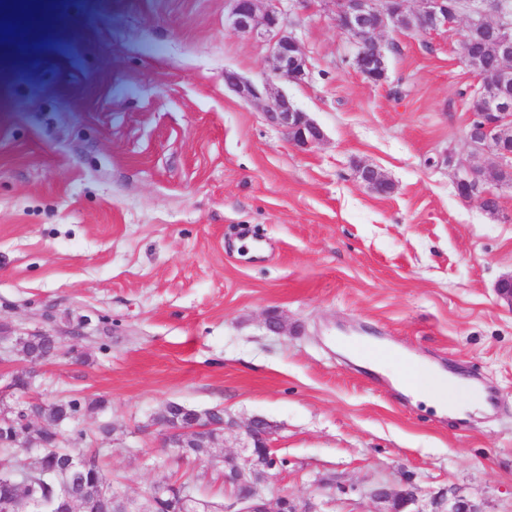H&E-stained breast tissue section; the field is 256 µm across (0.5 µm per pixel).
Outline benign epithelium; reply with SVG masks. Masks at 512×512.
Listing matches in <instances>:
<instances>
[{
    "instance_id": "7a95c632",
    "label": "benign epithelium",
    "mask_w": 512,
    "mask_h": 512,
    "mask_svg": "<svg viewBox=\"0 0 512 512\" xmlns=\"http://www.w3.org/2000/svg\"><path fill=\"white\" fill-rule=\"evenodd\" d=\"M335 2L334 21L353 48L354 68L374 84L386 78L385 51L379 35L389 26H399L411 19L416 24L415 31L427 34L455 25L465 7L469 15L466 31L474 34L488 29L492 32L485 50L493 59L495 69L487 73L484 84L474 90L473 101L478 103L479 111L474 113L466 133L470 154L459 160L450 153L448 165L455 167L454 186L459 196L476 199L483 213L499 217L500 195L492 189L479 195L475 191L488 180L500 184L501 173L512 172V83H508V76L512 75V15L500 7L496 19H487L489 0H419V9L410 13L405 8L407 0ZM258 3L259 0H233L231 19L237 32L270 39L272 76L266 78L264 86H269L274 76H285L293 82L304 81L308 65L294 34L285 30L281 13L276 8L270 7L260 13ZM224 82L244 99L261 97L255 85L242 81L235 72H226ZM265 115L271 124L286 133L289 143L300 150L312 148L325 139L322 127L281 93H267ZM358 174L375 194L387 196L392 193V182L377 169L362 165ZM496 293L500 301L512 308V274L497 282ZM172 408L173 421L160 428L161 447L183 448L199 433L224 434L227 422L221 409L201 412L180 404H174ZM34 421L36 418L31 415L18 424L8 423L11 436L24 442ZM274 459L266 420L252 418L244 428L239 458L225 461L224 487L232 491L231 508L225 512H313V507L300 509L286 497L278 499L277 508H270L257 473L268 478L274 469ZM173 494L180 500L178 512H200L202 502L195 492L172 484L154 486L146 503L127 512H150V505L155 500ZM374 497L382 504L377 512H406V507L414 501V492L406 488L393 494L380 487L375 490Z\"/></svg>"
}]
</instances>
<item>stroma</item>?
Listing matches in <instances>:
<instances>
[{"mask_svg":"<svg viewBox=\"0 0 512 512\" xmlns=\"http://www.w3.org/2000/svg\"><path fill=\"white\" fill-rule=\"evenodd\" d=\"M277 7L308 62L272 77L266 38L239 34L231 0H54L21 22L0 7V402L25 367L15 340L65 330L33 395L100 401L82 426L124 496L197 475L224 505V461L266 419L285 468L266 482L319 512H377L378 487H413L415 512L463 499L512 512V188L502 216L455 191L466 156L463 26L381 34L386 78L347 63L334 0ZM318 123L301 151L225 71ZM369 164L391 180L364 185ZM287 328L277 335L267 316ZM397 350L469 383L487 413L440 416L373 354ZM223 409L217 456L181 460L150 419L167 402ZM358 174L362 182L375 194L388 196L392 193V182L377 169L368 165H361L358 169Z\"/></svg>","mask_w":512,"mask_h":512,"instance_id":"obj_1","label":"stroma"}]
</instances>
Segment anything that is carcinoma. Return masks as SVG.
<instances>
[{"label":"carcinoma","mask_w":512,"mask_h":512,"mask_svg":"<svg viewBox=\"0 0 512 512\" xmlns=\"http://www.w3.org/2000/svg\"><path fill=\"white\" fill-rule=\"evenodd\" d=\"M21 353L29 362L40 363L63 353L62 340L38 331L21 344ZM36 373L25 369L12 376L7 387L28 390ZM94 408L79 398L57 400L45 404L29 399L12 406L16 412L26 411L39 416L36 443L29 448H18L8 439L0 437V455L9 460L0 463V500L9 498L17 502L16 512H24L29 501L38 503L30 512H49L61 484L68 485L77 494L79 512H113L112 498L98 500L94 493L103 483H111L99 464L97 452L89 446L90 434L78 426L84 412ZM85 460L80 469L68 467L72 457Z\"/></svg>","instance_id":"1"}]
</instances>
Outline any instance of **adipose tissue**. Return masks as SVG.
Segmentation results:
<instances>
[{"instance_id": "1", "label": "adipose tissue", "mask_w": 512, "mask_h": 512, "mask_svg": "<svg viewBox=\"0 0 512 512\" xmlns=\"http://www.w3.org/2000/svg\"><path fill=\"white\" fill-rule=\"evenodd\" d=\"M396 381L403 392L442 413L461 416L472 406L464 398L467 380L449 376L427 365H415L412 372L398 373Z\"/></svg>"}]
</instances>
